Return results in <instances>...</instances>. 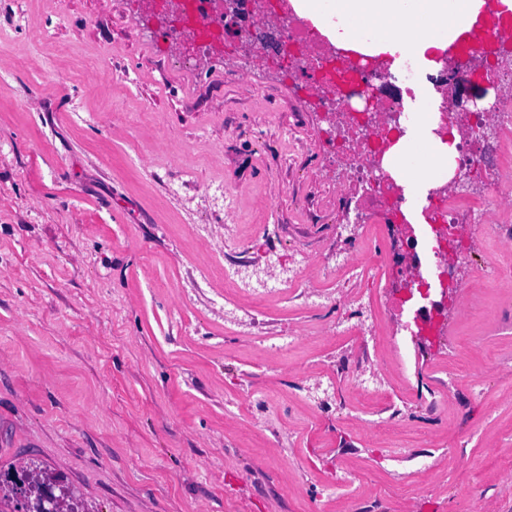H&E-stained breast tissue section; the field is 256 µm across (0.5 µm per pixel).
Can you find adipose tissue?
Here are the masks:
<instances>
[{
  "instance_id": "obj_1",
  "label": "adipose tissue",
  "mask_w": 512,
  "mask_h": 512,
  "mask_svg": "<svg viewBox=\"0 0 512 512\" xmlns=\"http://www.w3.org/2000/svg\"><path fill=\"white\" fill-rule=\"evenodd\" d=\"M485 0H294L298 13L318 27L338 17L343 32H330L336 46L366 55L413 54L430 66L461 33L471 31ZM452 148L418 128L388 158L393 177L413 180L424 171L447 172Z\"/></svg>"
}]
</instances>
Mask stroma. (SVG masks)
<instances>
[{
    "label": "stroma",
    "instance_id": "1",
    "mask_svg": "<svg viewBox=\"0 0 512 512\" xmlns=\"http://www.w3.org/2000/svg\"><path fill=\"white\" fill-rule=\"evenodd\" d=\"M146 11L0 0V475L37 462L85 512H512V276L461 260L433 346L404 340L337 270L399 281L401 243L349 224L314 96L273 51L185 65ZM235 261L298 282L259 304Z\"/></svg>",
    "mask_w": 512,
    "mask_h": 512
}]
</instances>
